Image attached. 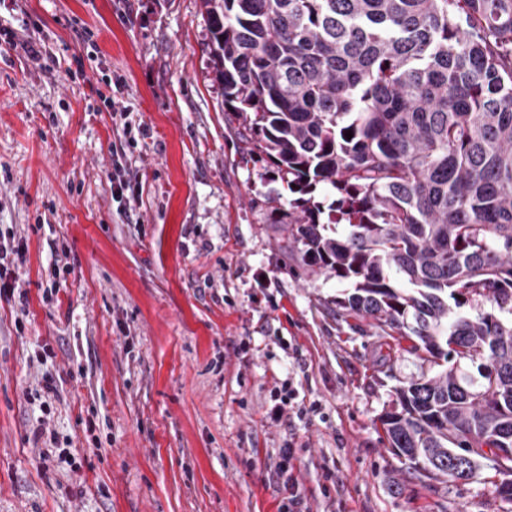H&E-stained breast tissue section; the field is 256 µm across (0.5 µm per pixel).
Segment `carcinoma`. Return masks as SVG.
Returning <instances> with one entry per match:
<instances>
[{"mask_svg":"<svg viewBox=\"0 0 512 512\" xmlns=\"http://www.w3.org/2000/svg\"><path fill=\"white\" fill-rule=\"evenodd\" d=\"M200 2L224 111L288 191L281 249L438 367L396 389L389 448L475 477L512 448V0Z\"/></svg>","mask_w":512,"mask_h":512,"instance_id":"obj_1","label":"carcinoma"}]
</instances>
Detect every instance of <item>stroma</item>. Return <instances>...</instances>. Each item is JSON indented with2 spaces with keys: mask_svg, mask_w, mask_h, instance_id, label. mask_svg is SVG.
<instances>
[{
  "mask_svg": "<svg viewBox=\"0 0 512 512\" xmlns=\"http://www.w3.org/2000/svg\"><path fill=\"white\" fill-rule=\"evenodd\" d=\"M7 35L46 53L0 52V236L28 294L0 301V512H281L288 443L310 512H512L489 469L388 447L379 416L430 366L286 266L285 190L224 110L199 0H0ZM116 177L139 188L122 209ZM287 380L312 411L270 420Z\"/></svg>",
  "mask_w": 512,
  "mask_h": 512,
  "instance_id": "35a3bbf8",
  "label": "stroma"
}]
</instances>
